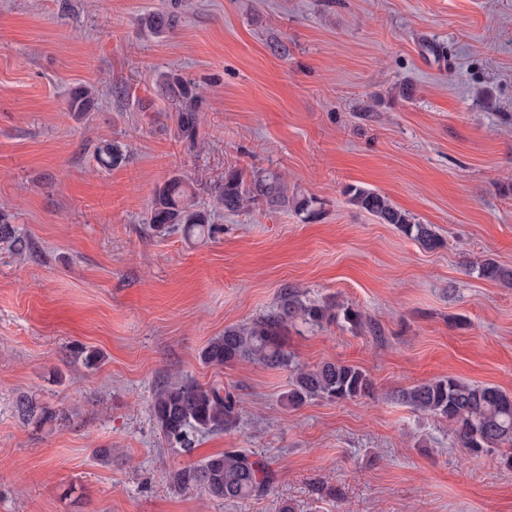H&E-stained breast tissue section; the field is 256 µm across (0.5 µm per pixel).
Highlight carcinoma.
I'll use <instances>...</instances> for the list:
<instances>
[{
  "label": "carcinoma",
  "mask_w": 512,
  "mask_h": 512,
  "mask_svg": "<svg viewBox=\"0 0 512 512\" xmlns=\"http://www.w3.org/2000/svg\"><path fill=\"white\" fill-rule=\"evenodd\" d=\"M143 22L159 36L176 25L175 16L170 13H152ZM160 84L178 101L179 108L173 116L178 136L195 143L198 117L191 84L176 73L161 75ZM93 102L92 87L81 85L71 91L68 111L82 116L91 111ZM95 157L105 168L117 166L125 159L120 147L110 142L101 143ZM345 194L352 205L382 224L397 225L422 248L434 250L442 245L431 225L415 222L387 196L362 186H349ZM211 195L216 206L230 213L290 202L296 215L304 221L313 222L320 215L314 198L288 200L281 176L270 169H252L247 173L241 169L228 171L224 181L211 189ZM195 196L186 180L179 176L170 178L154 193L148 224L156 231L181 225L188 236L211 235L210 213L198 208ZM0 239L13 244L19 252L26 247L8 219L2 217ZM476 268L483 279L512 284V270L490 257L476 263ZM332 310L327 303H306L296 291L285 288L275 308L248 325L225 328L224 335L213 339L202 351V361L220 367L241 360H252L269 368L286 367L292 362L283 342L288 325L300 318L320 326L336 317ZM372 393L373 383L362 368L326 362L312 369L296 370L289 380L286 398L294 408L315 398L345 401ZM398 399L415 410L448 421L456 442L472 455L491 447L501 449L502 463L512 468V393L494 385L471 384L448 376L401 389ZM18 410L24 421L40 428L63 420L62 414L39 404L31 396L19 401ZM151 413L168 442L186 453L195 449L198 435L220 432L238 420L236 400L231 394L184 377L164 382L151 401ZM274 480L265 460L238 450L213 454L170 475L175 487L199 488L213 499L229 502L258 499L272 490Z\"/></svg>",
  "instance_id": "obj_1"
}]
</instances>
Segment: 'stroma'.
Instances as JSON below:
<instances>
[{
	"instance_id": "stroma-1",
	"label": "stroma",
	"mask_w": 512,
	"mask_h": 512,
	"mask_svg": "<svg viewBox=\"0 0 512 512\" xmlns=\"http://www.w3.org/2000/svg\"><path fill=\"white\" fill-rule=\"evenodd\" d=\"M156 10L177 15L172 33L140 26ZM170 71L199 90L192 144L157 82ZM80 85L96 107L78 118ZM105 141L124 163L98 164ZM234 167L276 170L321 217L214 208L208 187ZM175 175L211 210L209 239L148 228ZM352 185L442 247L353 206ZM0 212L31 244L0 241V512H512L499 453L470 455L395 397L448 376L512 393V288L472 269H512V0H0ZM287 287L363 315L295 320L292 367L358 366L374 398L293 409L292 368L203 363ZM174 374L238 401L236 426L189 455L150 412ZM27 395L67 421H23ZM228 448L263 457L273 491L229 503L171 486ZM94 92L92 87L81 85L71 91L67 101L69 112L75 113L77 116H82L90 112L94 102ZM349 202L375 217L382 224H395L422 248L434 250L442 242L431 225L420 224L406 211L397 208L387 196L362 186H349L345 190ZM478 275L492 282H500L502 284H512V270L501 266L497 261L490 257L481 259L476 263Z\"/></svg>"
}]
</instances>
